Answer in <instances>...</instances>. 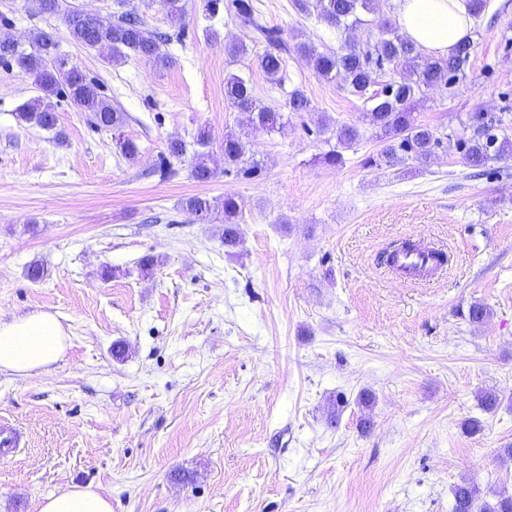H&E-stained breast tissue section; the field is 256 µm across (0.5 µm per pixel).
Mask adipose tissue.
<instances>
[{"mask_svg": "<svg viewBox=\"0 0 512 512\" xmlns=\"http://www.w3.org/2000/svg\"><path fill=\"white\" fill-rule=\"evenodd\" d=\"M399 23L405 35L436 56L447 55L471 31L465 0H403ZM67 339L59 317L48 311L0 321V372L26 376L55 364ZM40 512H112V502L92 486L73 485L44 497Z\"/></svg>", "mask_w": 512, "mask_h": 512, "instance_id": "1", "label": "adipose tissue"}]
</instances>
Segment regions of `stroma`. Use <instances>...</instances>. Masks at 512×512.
<instances>
[{
	"label": "stroma",
	"instance_id": "1",
	"mask_svg": "<svg viewBox=\"0 0 512 512\" xmlns=\"http://www.w3.org/2000/svg\"><path fill=\"white\" fill-rule=\"evenodd\" d=\"M257 2L285 37L339 46L295 0ZM128 8L167 34L172 67L110 64L72 43L60 16L0 0L10 36L54 29L128 116L100 130L62 102L53 130L20 122L39 91L0 65V318L46 310L68 334L50 370L0 373V417L24 435L0 457V512H39L72 484L109 495L112 512H450L464 480L512 494L499 456L512 447V157L478 176L452 148L412 170L366 168L383 147L368 132L343 165H326L318 116L359 122L360 99L296 54L282 84L269 82L254 63L263 45L224 16L191 5L177 26L161 0ZM470 37L467 80L431 91L418 122L459 134L468 112L512 116V0H488ZM228 41L247 55L232 61ZM233 73L275 111L297 86L313 105L280 133L240 128L264 162L253 180L224 173ZM200 126L213 178H193L187 156L160 173L168 141ZM122 137L138 144L135 159ZM228 193L240 208L232 255L223 214L201 224L181 206ZM402 237L442 243L456 260L438 283L411 286L379 262ZM474 302L490 311L484 323L466 319ZM483 392L499 396L495 411Z\"/></svg>",
	"mask_w": 512,
	"mask_h": 512
}]
</instances>
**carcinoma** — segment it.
<instances>
[{
    "label": "carcinoma",
    "instance_id": "obj_1",
    "mask_svg": "<svg viewBox=\"0 0 512 512\" xmlns=\"http://www.w3.org/2000/svg\"><path fill=\"white\" fill-rule=\"evenodd\" d=\"M44 14L62 17L69 38L89 49L106 50L113 61H122L129 55L137 56L159 69L172 65V60L161 52V37L148 29L136 13L125 9L126 0H115L116 10L106 19L72 8L66 0H34ZM167 16L182 22L186 0H163ZM379 0H296L295 7L311 13L336 29L340 45L335 50H324L312 42L293 37L284 39L282 32L268 25L255 0H201L205 16L212 19L224 11L235 23L251 31L254 41L265 44L263 53L256 56L257 67L267 78L279 83L288 54L295 52L306 58L316 76L326 81H338L350 95L367 104L363 112V126L340 124L331 127L322 116L318 131L329 132L335 145L323 155L329 165H341L344 151L353 148L364 136V129L373 131L385 146L364 159V165L401 166L412 168L426 164L440 149L452 144L464 162L474 168L488 166L512 155V140L498 133L502 119L476 110L469 113L465 126L473 130L468 138L452 133H441L420 124L413 114L414 105L427 92L441 84L446 86L466 79L474 43L465 39L456 44L446 56L427 57L409 39L397 23L387 19L379 23L377 32L364 43L346 37L356 27L370 24L366 19L378 10ZM16 63L33 77L43 95L23 104L18 117L25 123L51 130L56 125L55 105L52 98L66 102L80 112L90 115L97 128L118 129L126 121L123 112L112 106L102 94L100 85L88 77L80 67L59 51L56 32L38 28L31 32L28 47L0 40V63ZM392 70L395 78L385 83L379 77ZM224 98L233 111L239 114V124L261 125L271 131L285 126L284 115L263 105L256 98L250 80L230 75L224 84ZM288 111L311 112V100L305 91L296 87L288 92ZM187 153L186 143L175 138L169 141L167 156L162 158L168 167L171 158L180 159ZM192 175L205 182L214 171L206 155H193ZM262 163L247 155L242 137L230 131L224 137V174L244 179L260 176ZM200 220H210L216 206L203 196H193L183 203ZM224 247L231 251L240 244L238 233L239 208L235 197L224 195ZM451 512H512V495L497 494L494 500L480 497L478 487L462 481L452 488Z\"/></svg>",
    "mask_w": 512,
    "mask_h": 512
}]
</instances>
